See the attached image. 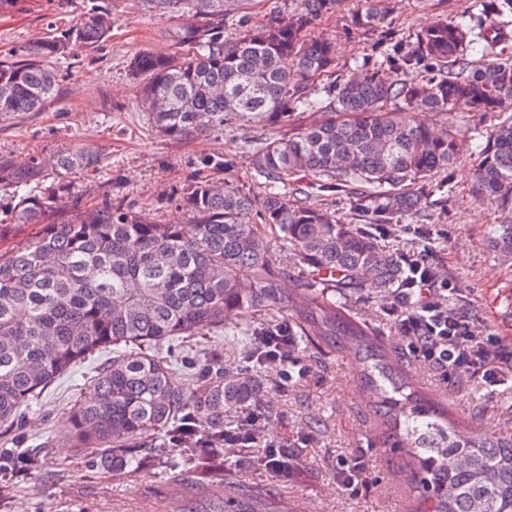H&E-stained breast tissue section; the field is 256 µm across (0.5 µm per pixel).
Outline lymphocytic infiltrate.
I'll list each match as a JSON object with an SVG mask.
<instances>
[{
	"mask_svg": "<svg viewBox=\"0 0 512 512\" xmlns=\"http://www.w3.org/2000/svg\"><path fill=\"white\" fill-rule=\"evenodd\" d=\"M430 245L408 257L407 288L401 289L396 305L388 310L398 331L409 338L418 358L440 375L453 368L476 371L492 364V339L476 336L469 318L449 308L444 301L443 281L435 273L429 258ZM294 337L288 334L287 323H279L270 335L261 337L253 356L257 360L279 362L281 380H292V368L298 366L292 349Z\"/></svg>",
	"mask_w": 512,
	"mask_h": 512,
	"instance_id": "f902f5d3",
	"label": "lymphocytic infiltrate"
}]
</instances>
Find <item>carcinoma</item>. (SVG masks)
I'll list each match as a JSON object with an SVG mask.
<instances>
[{"label": "carcinoma", "instance_id": "1", "mask_svg": "<svg viewBox=\"0 0 512 512\" xmlns=\"http://www.w3.org/2000/svg\"><path fill=\"white\" fill-rule=\"evenodd\" d=\"M296 2L289 17L252 24L255 0H142L147 12L172 20L173 49L130 62L150 119L171 140L206 137L230 121L271 128L253 142L260 192L202 177L176 199L186 224H161L110 197L55 221L65 177L99 172L101 155L64 149L21 168L0 158V185L25 190L15 220L37 225L31 239L0 252V428L17 424L71 366L110 348L112 361L70 411L76 447L92 450L94 466L137 472L138 449L167 446L177 451L171 466L214 488L209 507L193 512H288L274 488L224 479V434L248 440V424L235 414L260 404L264 380L224 373L209 348L172 361L175 342L216 334L228 316L245 325L269 316L259 335L286 313L291 335L355 358L371 411L393 449L407 454L410 512H512V435L490 440L448 419L422 397L406 360L346 308L365 288L403 286L404 258L382 251L371 226L429 206L422 184L457 160L451 132L415 113L446 125L497 115L473 194L512 205V55L497 51L512 26V0H477V12L433 22L415 46L321 91L315 80L336 71V44L309 30L341 0ZM382 3L369 0L358 25L382 26ZM235 17L239 29L229 34ZM111 29L112 9L99 6L63 35L1 59L0 117L44 111L59 91L50 59L93 50ZM299 173L345 193L364 223L288 203V194H306L288 183ZM490 242L512 260V224L494 225ZM4 463L16 478L41 467L35 452Z\"/></svg>", "mask_w": 512, "mask_h": 512}]
</instances>
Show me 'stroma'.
I'll list each match as a JSON object with an SVG mask.
<instances>
[{
	"label": "stroma",
	"instance_id": "obj_1",
	"mask_svg": "<svg viewBox=\"0 0 512 512\" xmlns=\"http://www.w3.org/2000/svg\"><path fill=\"white\" fill-rule=\"evenodd\" d=\"M103 0H0V57L27 43L57 37ZM474 0H386L384 26L358 27L368 0H343L325 15L311 36L336 44L340 63L381 59L391 49L386 32L410 46L416 34L439 18H457ZM112 32L94 51H74L52 60L60 90L42 112L0 118V157L15 165L35 156L47 157L61 148L101 150L99 174H70V195L61 198L56 214L67 217L88 210L105 197L125 201L133 210L165 223L184 224L188 215L176 198L196 178H235L255 188L250 140L259 129L234 123L209 136L171 141L163 137L144 110L130 72L131 59L144 50L168 49V20L150 16L140 0H112ZM493 116H473L452 128L459 155L447 174L427 181L431 202L425 213L407 212L395 226L377 227L380 247L409 254L424 238H432V261L446 280L453 308L465 313L477 335L496 339L502 360L492 377L496 395H489L482 375L457 372L448 379L423 362L411 360L410 372L423 395L447 408L453 420L471 423L490 437L512 433V262L503 261L488 244L493 224H512V209L482 205L471 196L477 150ZM392 299L373 289L352 294L351 312L366 321L392 349L409 353L408 340L397 336L387 310ZM303 373L288 390H279V362L258 365L267 390L260 404L262 435L287 447L288 471L277 475L261 466L257 448L225 454L224 475L252 487L274 486L297 512H408L413 494L407 479L398 478L399 454L391 451L367 403L355 363L296 344ZM94 360L62 375L42 398L25 408L21 424L0 435V453L38 450L40 469L17 482L0 512H167V491L181 493L194 505L202 492L200 479L169 466L155 449H142L145 469L138 474L89 469L88 452L74 447L67 413L88 392ZM363 460L367 482L362 494L344 490L341 462Z\"/></svg>",
	"mask_w": 512,
	"mask_h": 512
}]
</instances>
